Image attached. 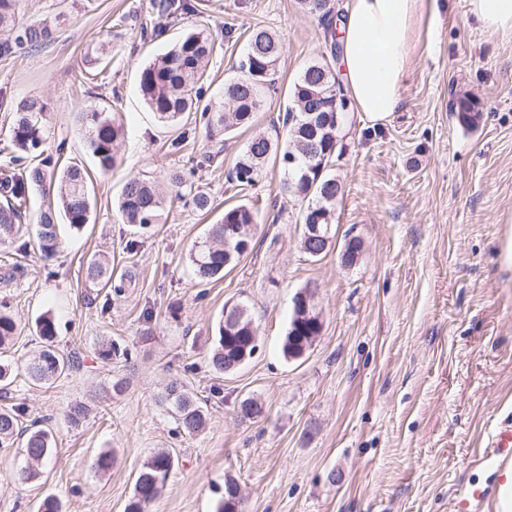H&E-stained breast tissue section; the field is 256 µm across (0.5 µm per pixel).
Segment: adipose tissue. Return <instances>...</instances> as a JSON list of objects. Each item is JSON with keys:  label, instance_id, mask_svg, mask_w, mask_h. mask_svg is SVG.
<instances>
[{"label": "adipose tissue", "instance_id": "ef3b65f1", "mask_svg": "<svg viewBox=\"0 0 512 512\" xmlns=\"http://www.w3.org/2000/svg\"><path fill=\"white\" fill-rule=\"evenodd\" d=\"M435 13L436 0H345L341 80L357 112L383 122L398 110L420 34Z\"/></svg>", "mask_w": 512, "mask_h": 512}]
</instances>
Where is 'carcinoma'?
<instances>
[{
	"label": "carcinoma",
	"mask_w": 512,
	"mask_h": 512,
	"mask_svg": "<svg viewBox=\"0 0 512 512\" xmlns=\"http://www.w3.org/2000/svg\"><path fill=\"white\" fill-rule=\"evenodd\" d=\"M18 0H0V59L6 60L20 48L38 47L50 37L49 29L41 24H16ZM307 12L315 16L323 26L325 40L330 42L331 58L325 57L309 63L294 83L290 100L285 108L282 128L283 142H274L263 135L249 140L236 162L230 181L245 190L252 186L265 162L278 157L284 169L282 191L305 202L303 224H333L336 198L343 194V185L331 173L338 148V130L342 113L336 112V87L340 82L336 76L337 24L330 0H300ZM215 51V42L202 24L191 29L170 50L146 65L139 75L140 92L150 109L166 123L177 121L186 112L200 113L210 138L226 136L237 129L251 125L255 113L262 106V94L270 77L276 72L280 54V38L270 30L255 27L248 38L246 55L240 62V75L224 83L220 99L204 101L202 85L204 63ZM315 108L322 117L317 124L318 149L310 155L307 146L311 130V117L304 114ZM45 104L37 98L24 99L17 103L18 117L14 124L11 145L17 150L13 161L21 160L19 154L39 150L44 143L42 114ZM88 127L86 147L96 159L102 172L110 171L117 160L118 147L124 138L122 124L104 112L94 110L83 115ZM31 186H46L54 193L58 209L49 208L41 212L36 234L45 258L56 253L58 217H63L77 231L90 223L92 199L87 175L83 168L72 165L62 172L47 171L42 166L12 168L0 173V241L18 235L22 228L23 207L27 202ZM188 203L196 210L206 213L211 208L210 195L198 188L189 189ZM165 199L160 195L155 182L133 177L124 187L119 202V212L128 224L148 229L158 223ZM236 224L242 235L252 232L251 225L258 224L255 211L246 204L224 210L220 222L211 224L205 233V241L195 246L190 255L195 276L208 282L224 276V269L241 258L238 249L240 236H225L224 226ZM86 278L94 283L115 290L122 282L112 281V269L103 262H90L85 269ZM240 311L241 324L226 325L220 319L218 338L210 356L213 370L219 374L232 372L242 366L240 358L251 335L248 325L252 319L247 310L239 305L228 308V314ZM322 322L314 310L307 312L293 307L290 326L282 351L290 354V348L309 344L310 337L320 335ZM16 332L14 319L0 313V348L10 342ZM70 369V360L47 348L28 364V376L35 383L50 381ZM164 401L189 433L199 432L206 418L198 405L182 386L173 383L166 388ZM23 413L20 409L0 410V444H9L17 438H25L28 457L40 465L51 457L52 443L47 430L22 428ZM173 468L170 455L158 453L139 472L135 482V494L126 507V512H145L146 506L155 499Z\"/></svg>",
	"instance_id": "carcinoma-1"
}]
</instances>
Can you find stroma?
I'll list each match as a JSON object with an SVG mask.
<instances>
[{
    "mask_svg": "<svg viewBox=\"0 0 512 512\" xmlns=\"http://www.w3.org/2000/svg\"><path fill=\"white\" fill-rule=\"evenodd\" d=\"M173 21L151 0H19V24H46L49 40L0 62V143L9 144L14 103L46 105L43 150L59 166L85 168L95 206L90 224H60L54 258L35 234L0 245V266L24 275L0 284V310L17 324L0 349L12 383L0 408H23L24 424L53 435L52 458L28 479L23 440L0 446V512H38L56 498L62 512H125L135 480L156 453L172 455L164 488L146 512H217L227 481L239 512H476L463 500L497 496L495 459L483 452L512 423V270L499 259L512 215V34L490 33L468 0H438L436 28L420 39L402 103L387 121L348 109L332 169L344 187L331 248L300 247L303 204L280 190L268 160L252 187L229 172L255 134L275 136L303 68L328 54L321 25L299 0H191ZM218 50L205 89L218 97L238 73L246 30L276 32L282 51L275 84L250 127L227 136L215 162L198 114L160 122L142 100L139 74L193 25ZM469 98L481 118L469 130L453 108ZM109 112L126 136L115 168L101 173L84 145L81 113ZM194 130L187 146L172 140ZM206 190L209 214L175 201L170 173ZM152 178L168 203L159 224L124 223L117 200L126 181ZM258 204L253 241L222 279L199 282L194 243L226 207ZM362 244L342 260L350 238ZM107 257L121 291L87 281ZM313 286L322 330L303 357L284 356L293 298ZM246 306L257 350L239 369L215 373L209 357L225 307ZM52 341L39 335L42 315ZM114 348L101 356L102 342ZM69 357V371L36 384L27 362L45 346ZM183 385L205 412L187 435L164 401ZM263 405L255 418L243 400ZM77 404L88 413L71 424ZM109 455V470L97 467Z\"/></svg>",
    "mask_w": 512,
    "mask_h": 512,
    "instance_id": "1",
    "label": "stroma"
}]
</instances>
